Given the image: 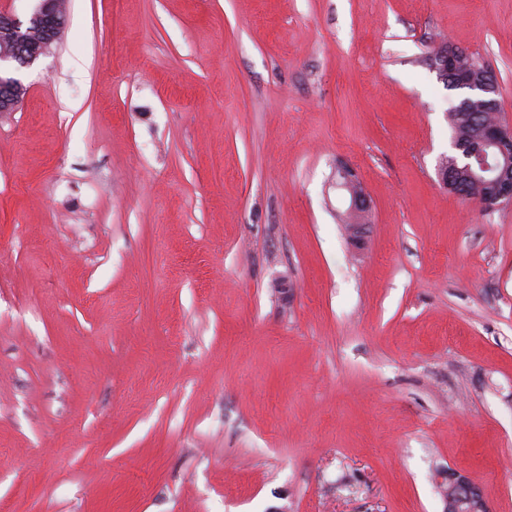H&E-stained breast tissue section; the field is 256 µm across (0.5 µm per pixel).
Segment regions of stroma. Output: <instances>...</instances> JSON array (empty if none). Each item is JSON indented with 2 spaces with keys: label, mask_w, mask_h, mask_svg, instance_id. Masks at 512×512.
<instances>
[{
  "label": "stroma",
  "mask_w": 512,
  "mask_h": 512,
  "mask_svg": "<svg viewBox=\"0 0 512 512\" xmlns=\"http://www.w3.org/2000/svg\"><path fill=\"white\" fill-rule=\"evenodd\" d=\"M67 2L0 114V512H512V204L427 64L512 125V0ZM458 50L460 51V56L457 60L458 71H456L455 57L452 52H448V47L438 48L429 56L430 67L437 73L441 81L448 83V81L453 80L451 77L453 72H456L455 77L459 78L468 72L478 73V71L483 69V65L476 61L472 55L467 54L463 50ZM453 86L463 93L462 107L473 113L475 118L485 112L499 115L497 121L483 124L481 138L478 144L462 146L453 141V147L459 151L456 156L461 167L449 169L445 164L439 167V178L442 184L458 195L469 198L466 187L454 182L457 171L467 173L470 181L474 175L480 178L479 184L493 187V192L486 196L476 197L480 187L470 183V196L476 197L487 209H495L504 204L512 203V127L506 125L500 118L499 86L495 74L485 69L477 79H462L455 81ZM486 113L483 121L491 120ZM448 120L452 129L453 140H461L474 144L477 142L480 135V124L473 120L467 111L458 105L449 112ZM349 169H340L337 171L340 180L339 185L346 189L349 194L350 204L348 211L350 214H367L371 209L370 200L356 181ZM444 484H448L447 490H444ZM436 485L441 487L440 491L445 504L444 512H461L457 508L459 501L471 505L468 512H491L483 488L468 474L448 468L438 476Z\"/></svg>",
  "instance_id": "obj_1"
}]
</instances>
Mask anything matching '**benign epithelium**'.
Wrapping results in <instances>:
<instances>
[{
  "mask_svg": "<svg viewBox=\"0 0 512 512\" xmlns=\"http://www.w3.org/2000/svg\"><path fill=\"white\" fill-rule=\"evenodd\" d=\"M66 25V7L63 0H39V6L29 19V27L8 16H0V112L15 110L21 98L23 84L10 75L9 67L16 64L26 67L44 55L56 41ZM429 64L443 82L452 80L456 71V60L448 48L441 47L429 56ZM454 87L463 93L462 106L478 118L484 113H499V86L495 74L485 70L476 79H462ZM459 151L460 167L453 169L446 165L439 167L442 184L458 195H466V187L457 183V171L466 173V178H480V183L493 187V192L479 197L487 209H495L512 203V127L502 120L483 125L478 144L462 146L453 143ZM339 185L349 194L348 211L351 214H367L371 209L370 200L348 169L337 171ZM441 490L446 512H460L459 502L471 505L468 512H491L483 488L470 475L451 468L440 474L436 485Z\"/></svg>",
  "mask_w": 512,
  "mask_h": 512,
  "instance_id": "7a95c632",
  "label": "benign epithelium"
}]
</instances>
